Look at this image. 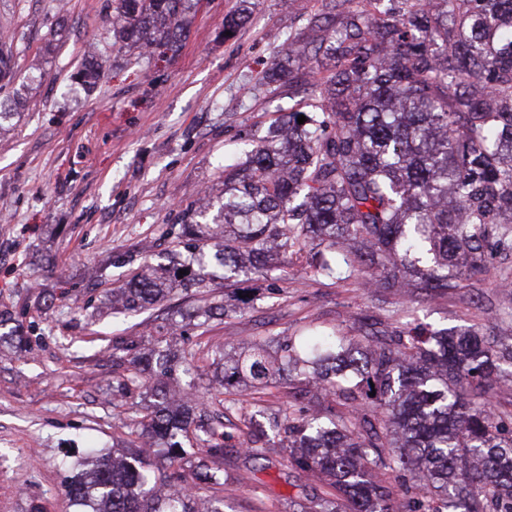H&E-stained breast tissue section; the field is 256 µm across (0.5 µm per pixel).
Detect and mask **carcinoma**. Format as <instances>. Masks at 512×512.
<instances>
[{
	"label": "carcinoma",
	"instance_id": "obj_1",
	"mask_svg": "<svg viewBox=\"0 0 512 512\" xmlns=\"http://www.w3.org/2000/svg\"><path fill=\"white\" fill-rule=\"evenodd\" d=\"M245 6L224 19L235 32ZM314 36L294 38L264 79L303 107L248 139L224 169V188L172 227L165 262L147 264L106 295L120 314L148 309L178 289L204 294L218 281L281 279L307 246L303 271L336 274L353 258L381 292L446 295L488 276L512 253V0H318ZM193 0H112L117 43L176 52ZM14 78L0 41V82ZM306 121L298 123L299 116ZM185 270L180 274L179 270ZM254 297L178 310L144 351L128 343L121 398L154 401L126 427L144 435L166 469L193 456L197 479L224 465V419L236 395L263 391L288 371L309 406L268 419L275 448L329 490L293 512H512V411L496 388L512 383V336L474 327L428 332L409 321L361 336H260L247 350L173 349L185 321L205 328ZM204 373L212 410L195 387L168 379L177 364ZM73 512H224L174 489L143 448L93 445L65 461ZM395 474L399 489L380 478Z\"/></svg>",
	"mask_w": 512,
	"mask_h": 512
}]
</instances>
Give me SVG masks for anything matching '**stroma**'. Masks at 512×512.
<instances>
[{"mask_svg":"<svg viewBox=\"0 0 512 512\" xmlns=\"http://www.w3.org/2000/svg\"><path fill=\"white\" fill-rule=\"evenodd\" d=\"M238 4L199 0L177 53L142 55L107 31L112 0H0V38L13 44L17 73L0 86L15 113L0 137V311L37 332L28 346L0 345V512H71L59 462L122 431L115 341L150 346L167 306L198 303L178 291L167 305L116 317L107 292L170 249L167 230L221 187L247 133L293 105L263 75L318 0H258L225 35ZM92 53L99 79L90 89L77 74ZM408 309L435 329L512 336V257L488 279L419 301L366 288L354 268L335 278L292 269L246 313L187 328L179 342L241 349L310 329L356 336L368 323L396 326ZM250 439L247 427L232 430L204 494L223 499L224 512H289L302 478L283 448L266 449L271 468L247 471Z\"/></svg>","mask_w":512,"mask_h":512,"instance_id":"35a3bbf8","label":"stroma"}]
</instances>
